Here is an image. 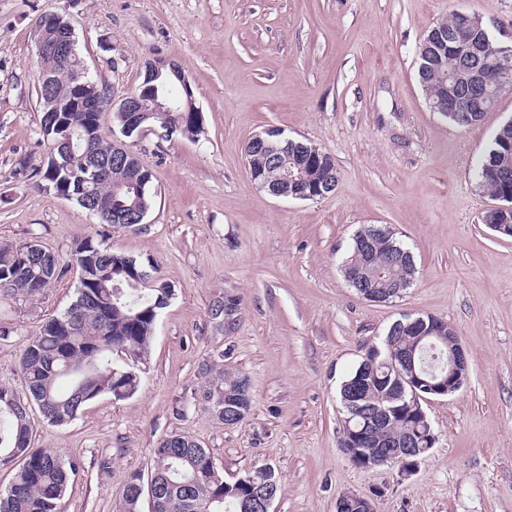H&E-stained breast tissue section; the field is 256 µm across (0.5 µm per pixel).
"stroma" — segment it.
<instances>
[{
	"label": "stroma",
	"mask_w": 512,
	"mask_h": 512,
	"mask_svg": "<svg viewBox=\"0 0 512 512\" xmlns=\"http://www.w3.org/2000/svg\"><path fill=\"white\" fill-rule=\"evenodd\" d=\"M453 10L512 44V0H0V244L36 242L64 268L35 299L0 295V382L24 393L27 339L75 297L77 239L103 238L173 290L132 396L34 424L35 447L79 466L65 512H119L128 476L149 475L175 432L209 448L223 474L273 467L275 512H336L352 493L375 495L376 512H512V238L483 224L494 202L474 174L512 120V93L474 126L430 110L416 47ZM48 11L67 14L114 98L156 58L191 82L203 133L157 128L130 145L152 173L143 224L101 223L14 174L46 154L35 30ZM273 127L333 156L332 193L283 200L255 187L245 146ZM373 224L416 260L411 288L385 303L361 299L341 271L356 231ZM405 313L456 330L468 379L424 403L436 442L413 472L359 468L339 446L340 385ZM212 363L250 381L238 425L197 400Z\"/></svg>",
	"instance_id": "1"
}]
</instances>
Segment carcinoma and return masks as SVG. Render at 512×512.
<instances>
[{"label":"carcinoma","mask_w":512,"mask_h":512,"mask_svg":"<svg viewBox=\"0 0 512 512\" xmlns=\"http://www.w3.org/2000/svg\"><path fill=\"white\" fill-rule=\"evenodd\" d=\"M459 54L458 45L448 43L442 63L421 83L426 97L436 96L443 77L458 72V66L465 64L459 60ZM497 101L498 97L490 93L480 112H444L442 116L461 127L476 125ZM57 119L74 134L89 136L93 154L103 159L112 155V143L101 133L102 113H44L41 135L49 146L59 137L54 125ZM175 119L180 123V128L174 131L177 136L192 139L202 132L194 117L184 118L178 112L152 117L145 124L159 126ZM274 144L288 147V166L301 169L306 192L337 185L338 171L329 152L295 139H276ZM85 164L84 150L76 149L59 168L43 160L37 165L24 160L14 174L23 170L27 179L43 182L52 189L67 190L76 200L109 191L104 182L79 187ZM251 165L267 184L279 183L281 170L272 156L257 151L251 156ZM129 174L142 181V190L124 191L120 199L126 210L145 217L152 202V174L145 168L139 169L138 160L132 156L125 165L113 167L112 182ZM476 180L493 199L500 202L512 198V122L504 123L496 132L479 161ZM368 241L378 258L386 261V267L366 281L364 287L393 299L398 287L407 289L412 285L414 259L389 227L369 225L355 234L344 265L360 262ZM71 261L78 267L88 265L97 269L99 282L93 287L76 289V299L64 313L47 321L24 346L20 372L25 396L0 383V464L20 461L13 483L0 492V512H64L62 501L77 466L65 463L53 448L32 445L31 410L38 409L43 419L53 425H64L74 420L91 400L112 394V369L118 366L114 345L123 344L131 351V364L125 365V369L137 371L135 364L148 353L158 315L172 297L170 285L151 277L135 258L114 252L103 241L90 236L75 244ZM61 273L58 260L51 253L30 251L26 243L0 246V291L6 295L35 297ZM415 319L412 314L403 315L397 326L388 329L378 350L368 352V363L357 365L341 384L343 419L349 420L352 430L366 433L367 441L375 445L405 442L412 448L422 447L426 425L419 414L410 410L409 393L397 388L395 367L400 365V355L413 349L416 372L427 380L447 367L448 344L457 341L456 335L446 333L439 338L421 337L424 328L430 327L431 316H424L425 326L418 328L411 325ZM205 374L209 379L200 392L199 404L208 413L212 385L224 386L231 400L242 392L243 381L247 380L244 375L220 371L214 364L205 368ZM374 406L390 408V421L380 426L366 424L367 412ZM150 475L163 486V495L151 505L152 512H251L249 499L224 496V475L210 451L195 447L185 435L179 448L159 443L154 449ZM141 479V474L133 473L125 484L129 490L123 497L125 512L140 510L136 490Z\"/></svg>","instance_id":"1"}]
</instances>
